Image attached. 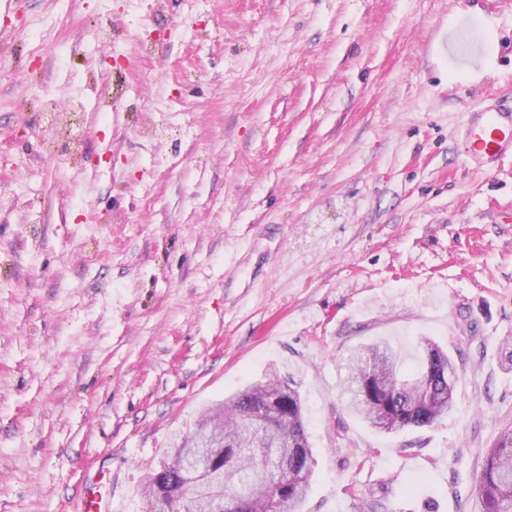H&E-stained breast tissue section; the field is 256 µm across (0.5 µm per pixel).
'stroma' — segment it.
Wrapping results in <instances>:
<instances>
[{
    "label": "stroma",
    "mask_w": 512,
    "mask_h": 512,
    "mask_svg": "<svg viewBox=\"0 0 512 512\" xmlns=\"http://www.w3.org/2000/svg\"><path fill=\"white\" fill-rule=\"evenodd\" d=\"M110 18L109 45L98 24ZM475 20L486 56L435 45ZM0 42V512H112L174 436L274 372L314 452L304 512H479L512 425V156H461L512 106V0H14ZM78 99L73 136L46 91ZM454 360L438 426L379 434L341 364L375 340ZM463 142L468 164L487 172L506 154L512 155V108L473 109ZM102 471L88 478L80 497L81 512H112V481L104 482Z\"/></svg>",
    "instance_id": "obj_1"
}]
</instances>
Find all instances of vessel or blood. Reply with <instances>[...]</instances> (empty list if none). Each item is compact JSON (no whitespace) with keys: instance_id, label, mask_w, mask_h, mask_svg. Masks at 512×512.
<instances>
[{"instance_id":"b4317fda","label":"vessel or blood","mask_w":512,"mask_h":512,"mask_svg":"<svg viewBox=\"0 0 512 512\" xmlns=\"http://www.w3.org/2000/svg\"><path fill=\"white\" fill-rule=\"evenodd\" d=\"M465 158L478 171H489L503 156L512 154V108L473 110L463 137ZM80 512H112V484L88 478L80 497Z\"/></svg>"}]
</instances>
